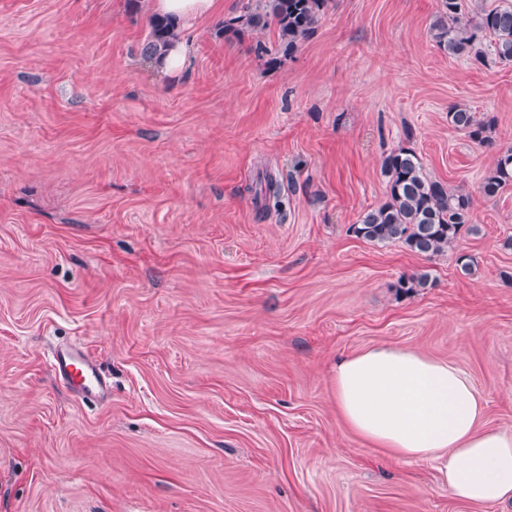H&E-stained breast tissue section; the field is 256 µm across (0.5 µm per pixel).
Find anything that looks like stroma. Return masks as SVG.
<instances>
[{
  "mask_svg": "<svg viewBox=\"0 0 512 512\" xmlns=\"http://www.w3.org/2000/svg\"><path fill=\"white\" fill-rule=\"evenodd\" d=\"M218 4L163 76L143 0H0V512H512L349 431L331 383L341 356L413 348L512 430V185L480 191L512 63L442 52L438 0H332L285 55L224 35L243 0ZM455 107L494 117L485 142ZM403 146L474 197L443 255L350 230ZM81 347L105 398L49 368Z\"/></svg>",
  "mask_w": 512,
  "mask_h": 512,
  "instance_id": "1",
  "label": "stroma"
}]
</instances>
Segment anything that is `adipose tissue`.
<instances>
[{
    "mask_svg": "<svg viewBox=\"0 0 512 512\" xmlns=\"http://www.w3.org/2000/svg\"><path fill=\"white\" fill-rule=\"evenodd\" d=\"M213 7L214 0H151L153 15L178 28ZM332 387L349 430L398 457L434 463L454 499L512 501V432L484 425L481 396L455 366L377 346L339 359Z\"/></svg>",
    "mask_w": 512,
    "mask_h": 512,
    "instance_id": "1",
    "label": "adipose tissue"
}]
</instances>
